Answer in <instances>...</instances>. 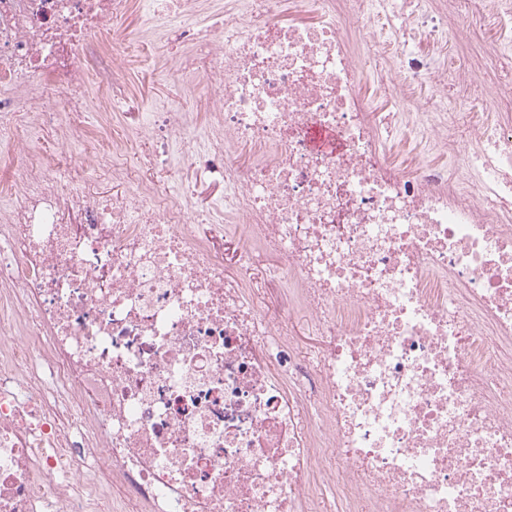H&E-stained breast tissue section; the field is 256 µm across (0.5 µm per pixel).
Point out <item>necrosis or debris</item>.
Wrapping results in <instances>:
<instances>
[{
  "label": "necrosis or debris",
  "instance_id": "obj_1",
  "mask_svg": "<svg viewBox=\"0 0 512 512\" xmlns=\"http://www.w3.org/2000/svg\"><path fill=\"white\" fill-rule=\"evenodd\" d=\"M206 4L145 0L131 28L129 0H0V512H512V0H239L220 38ZM457 15L498 40L447 54ZM411 29L437 50L407 70ZM146 31L176 92L145 178L123 157L147 114L110 118ZM395 134L447 164L398 167ZM186 164L217 187L199 223ZM231 228L314 354L247 258L226 271ZM362 95L379 111V112H395L396 108L393 102L384 98L379 90L378 85L374 82L373 76L364 74L361 83ZM218 246L220 248L224 247L227 260V270L233 271L234 269V247H246L250 253V262L251 267L253 268V272L255 274L256 280L259 283V288H270L267 290L265 295V302L270 307L278 306L281 302V288L278 285L268 284L266 281V273L271 265L274 263L272 259L267 258L266 256L259 254L252 250L251 246L249 247L247 243L241 241L236 235L229 234L227 238L224 237V242L219 241ZM273 288V289H272ZM292 323L299 334L300 344L304 351L310 352L315 349L317 336L309 323L308 315L303 308L295 307L291 311Z\"/></svg>",
  "mask_w": 512,
  "mask_h": 512
}]
</instances>
